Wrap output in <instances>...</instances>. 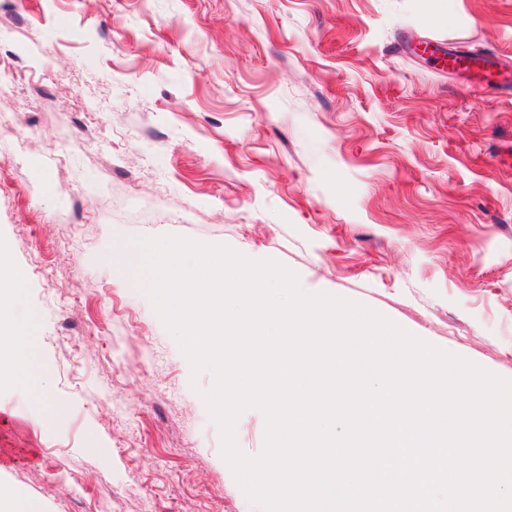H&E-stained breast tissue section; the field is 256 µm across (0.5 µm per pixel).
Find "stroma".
Here are the masks:
<instances>
[{"label":"stroma","mask_w":512,"mask_h":512,"mask_svg":"<svg viewBox=\"0 0 512 512\" xmlns=\"http://www.w3.org/2000/svg\"><path fill=\"white\" fill-rule=\"evenodd\" d=\"M0 0V245L34 370L0 488L43 512H262L136 283L137 239L226 244L512 379V0ZM439 41L437 53L419 44ZM441 62L445 67L465 76H474L481 80L491 79V73H487L484 65L491 66L496 61L491 59H478L473 57L449 55L442 57Z\"/></svg>","instance_id":"obj_1"}]
</instances>
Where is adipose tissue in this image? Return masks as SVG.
<instances>
[{"label": "adipose tissue", "instance_id": "1", "mask_svg": "<svg viewBox=\"0 0 512 512\" xmlns=\"http://www.w3.org/2000/svg\"><path fill=\"white\" fill-rule=\"evenodd\" d=\"M22 283V272L0 248V384L27 376L38 357L28 327L16 322L8 311V302Z\"/></svg>", "mask_w": 512, "mask_h": 512}]
</instances>
